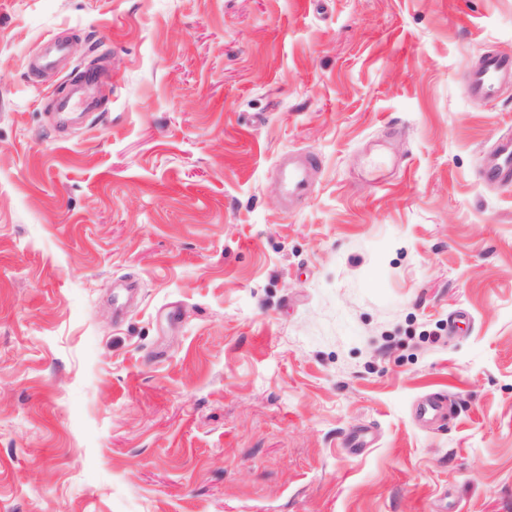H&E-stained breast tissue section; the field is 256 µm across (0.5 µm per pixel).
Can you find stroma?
Returning <instances> with one entry per match:
<instances>
[{
  "label": "stroma",
  "mask_w": 512,
  "mask_h": 512,
  "mask_svg": "<svg viewBox=\"0 0 512 512\" xmlns=\"http://www.w3.org/2000/svg\"><path fill=\"white\" fill-rule=\"evenodd\" d=\"M492 49L512 0H0V512H512ZM512 80V53L489 52L482 57L480 67L470 80V92L492 98ZM317 167L315 158L310 154H288L279 160L276 169L285 209L311 194L312 174Z\"/></svg>",
  "instance_id": "obj_1"
}]
</instances>
